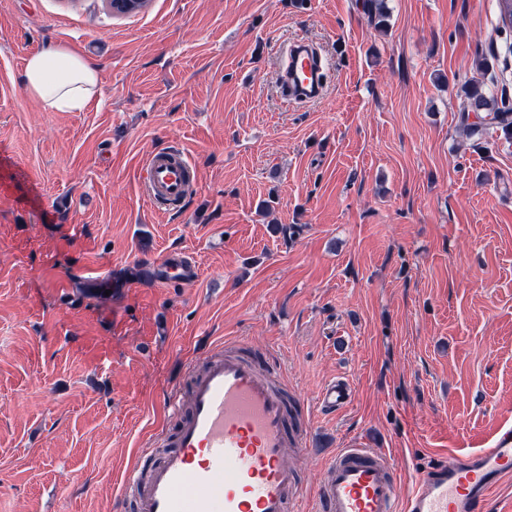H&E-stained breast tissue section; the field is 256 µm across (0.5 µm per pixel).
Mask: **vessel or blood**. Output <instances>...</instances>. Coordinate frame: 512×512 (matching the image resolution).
I'll use <instances>...</instances> for the list:
<instances>
[{"instance_id": "obj_1", "label": "vessel or blood", "mask_w": 512, "mask_h": 512, "mask_svg": "<svg viewBox=\"0 0 512 512\" xmlns=\"http://www.w3.org/2000/svg\"><path fill=\"white\" fill-rule=\"evenodd\" d=\"M327 64L313 44L296 41L283 51L277 89L287 104H310L326 89ZM186 159L168 150L152 153L140 179L156 205L179 206ZM186 394H174L178 422L158 438L164 453L147 474L124 480L122 505L135 512H482L504 481L512 480V426L490 444L449 455L404 483L390 457L359 442L336 449L307 493L286 451L304 449L307 434L288 422L285 393L260 364L236 353L217 354L187 370ZM352 400L349 381L324 384L315 403L329 414Z\"/></svg>"}]
</instances>
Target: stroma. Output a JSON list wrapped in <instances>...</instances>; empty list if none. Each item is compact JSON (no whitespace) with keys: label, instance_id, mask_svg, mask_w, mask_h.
<instances>
[{"label":"stroma","instance_id":"35a3bbf8","mask_svg":"<svg viewBox=\"0 0 512 512\" xmlns=\"http://www.w3.org/2000/svg\"><path fill=\"white\" fill-rule=\"evenodd\" d=\"M0 0V512H114L167 395L227 339L314 400L289 457L316 486L359 441L403 481L512 425V135L469 136L466 88L512 99L495 0ZM317 42L326 94L281 102L279 44ZM100 67V103L23 91L45 43ZM185 155L159 212L139 171ZM281 233H273L272 225ZM181 252L191 283L129 272ZM352 387L345 379L331 380L318 391L315 403L325 413L346 408L352 400Z\"/></svg>","mask_w":512,"mask_h":512}]
</instances>
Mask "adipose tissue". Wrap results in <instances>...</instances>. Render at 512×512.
Here are the masks:
<instances>
[{
    "mask_svg": "<svg viewBox=\"0 0 512 512\" xmlns=\"http://www.w3.org/2000/svg\"><path fill=\"white\" fill-rule=\"evenodd\" d=\"M21 85L42 111L83 112L100 92L99 66L90 56L47 44L25 58Z\"/></svg>",
    "mask_w": 512,
    "mask_h": 512,
    "instance_id": "adipose-tissue-1",
    "label": "adipose tissue"
}]
</instances>
